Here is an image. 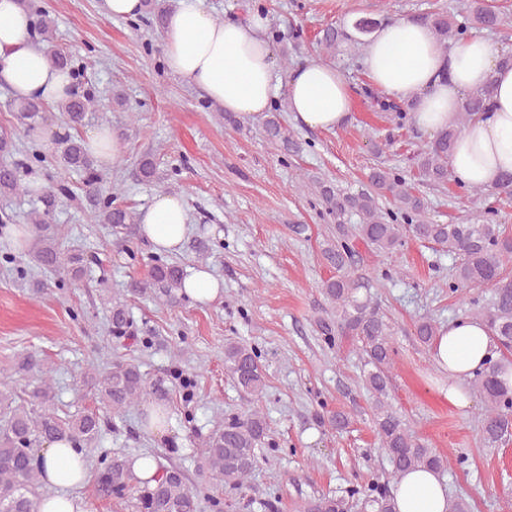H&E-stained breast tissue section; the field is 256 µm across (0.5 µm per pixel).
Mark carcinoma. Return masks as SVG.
<instances>
[{
    "label": "carcinoma",
    "mask_w": 512,
    "mask_h": 512,
    "mask_svg": "<svg viewBox=\"0 0 512 512\" xmlns=\"http://www.w3.org/2000/svg\"><path fill=\"white\" fill-rule=\"evenodd\" d=\"M25 4L29 29L33 39L49 43L53 37L50 16ZM432 28L437 40L448 49L450 39L464 36L468 26L495 30L503 23L501 13L483 0H471L467 23L462 25L446 12L419 17ZM50 64L76 75L71 57L54 50L48 51ZM492 90L486 86L472 92L459 108L457 123L437 134L426 151L418 155L415 164L421 181L441 186L448 181V166L460 126L472 116L487 111ZM94 106L89 95L71 93L60 103L65 124L75 128L82 124L86 113ZM268 139L284 152L297 153L301 143L281 121L280 114L271 113L265 120ZM59 163L65 170L83 174L82 189L95 199V221L112 227L133 224L136 215L114 203L112 190L102 185L93 159L81 140L64 133L57 140ZM20 161L4 160L0 164V195L8 196L25 191L18 175ZM371 190L340 197L335 188L320 183L317 191L336 215L340 241L324 249L328 264L336 276L324 283V294L336 309V327L324 325L328 343L335 336H352L360 343L371 369L365 376L368 390L375 397L374 425L381 448L391 470L372 480L367 491L351 488L347 497L322 495L307 502L304 512H348L349 500L356 499L362 512H396L392 487L406 472L418 468L442 471L448 459L420 443L408 424L385 402L388 396L387 368L392 363L394 347L389 322L380 308L370 299L359 295L363 282L349 270L351 249L345 216H359L358 237L379 252H392L402 245L408 233L421 242L433 243L458 259L454 278L448 282L451 292L460 288L490 286L493 297L482 318L502 353L512 351V277L504 275V266L512 263V236L500 224H434L424 218L425 207L414 188L392 171L375 168L369 176ZM390 196L402 223L386 219L378 199ZM37 235L34 259L47 270L62 269L73 278L86 270L84 254L70 253L62 248L57 226L51 223V211L32 210L26 215ZM183 269L160 257L153 259L144 278L131 284V292L149 293L168 304L184 299ZM109 304L112 335L132 333L133 320L127 305L110 295L103 297ZM415 336L421 345L431 348L439 336L436 324L422 318L415 324ZM512 362L499 358L470 379V389L483 402L480 431L487 446L496 447L512 436V386L502 375ZM224 367L237 386L246 394L260 396L265 387V374L258 351L246 344H224ZM100 402L113 414L121 412L150 395L159 401L167 400L169 388L161 379L148 381L139 366L118 361L98 384ZM105 421L96 412L71 415L60 409L49 379H44L29 392L27 405L16 404L6 383L0 384V512H36L41 487L42 457L33 449L42 443L69 441L81 451L100 445ZM269 425L257 410L232 416L218 425L205 439L200 450L202 471L224 481L230 495L242 493L258 462L262 448H274ZM132 461L125 455L101 452L96 493L102 499H116L131 512H224V499L210 493L205 483L190 488L185 473L176 466L158 465L157 476L141 480L132 470Z\"/></svg>",
    "instance_id": "carcinoma-1"
}]
</instances>
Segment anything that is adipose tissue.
<instances>
[{"instance_id":"obj_1","label":"adipose tissue","mask_w":512,"mask_h":512,"mask_svg":"<svg viewBox=\"0 0 512 512\" xmlns=\"http://www.w3.org/2000/svg\"><path fill=\"white\" fill-rule=\"evenodd\" d=\"M267 21H216L205 9L185 0L167 17L164 43L171 71L203 90L225 111H265L279 90L275 62L264 38ZM364 65L374 85L409 103L416 127L436 135L455 123L463 95L491 86L486 113L461 126L450 160L456 180L468 187L492 188L512 172V68L484 37L470 36L444 52L425 24L401 19L374 31L364 51ZM0 80L17 102L64 100L72 89L69 75L51 67L44 50L30 42L29 21L17 0H0ZM288 108L311 128L333 130L351 112L350 85L331 65L318 60L296 69L286 88ZM184 200L161 193L141 209L139 233L159 252H178L187 237ZM496 345L483 321L449 323L438 337L434 358L451 384L450 404L467 406L466 382L494 356ZM43 480L51 492L38 512H86L74 491L87 478L83 457L69 443H47ZM397 512H448V486L438 472H407L394 489Z\"/></svg>"}]
</instances>
